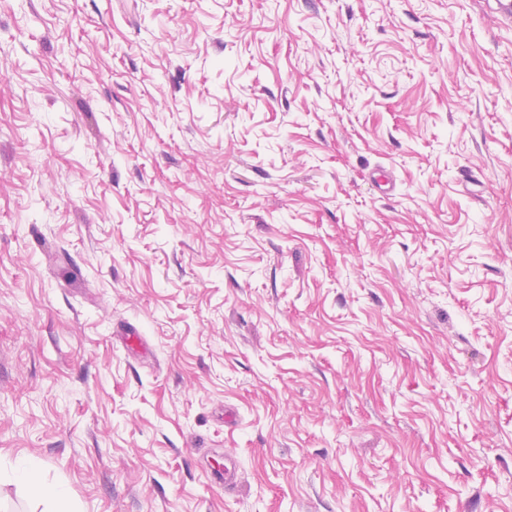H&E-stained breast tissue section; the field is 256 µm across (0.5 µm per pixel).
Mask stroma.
<instances>
[{
    "instance_id": "stroma-1",
    "label": "stroma",
    "mask_w": 512,
    "mask_h": 512,
    "mask_svg": "<svg viewBox=\"0 0 512 512\" xmlns=\"http://www.w3.org/2000/svg\"><path fill=\"white\" fill-rule=\"evenodd\" d=\"M494 8L0 0V512H512Z\"/></svg>"
}]
</instances>
